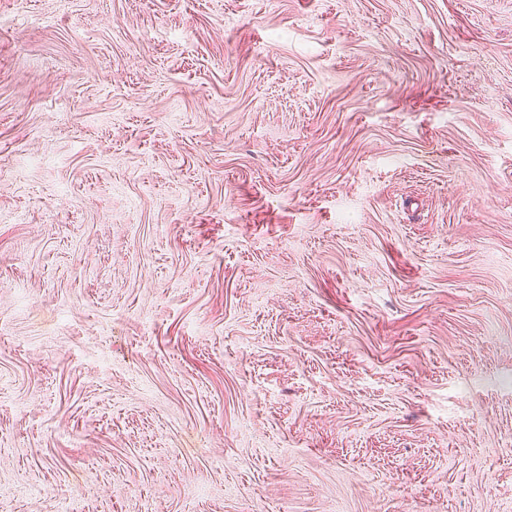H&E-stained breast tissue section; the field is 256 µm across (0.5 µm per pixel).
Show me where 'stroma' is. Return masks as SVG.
I'll return each mask as SVG.
<instances>
[{"label": "stroma", "mask_w": 512, "mask_h": 512, "mask_svg": "<svg viewBox=\"0 0 512 512\" xmlns=\"http://www.w3.org/2000/svg\"><path fill=\"white\" fill-rule=\"evenodd\" d=\"M0 512H512V0H0Z\"/></svg>", "instance_id": "1"}]
</instances>
